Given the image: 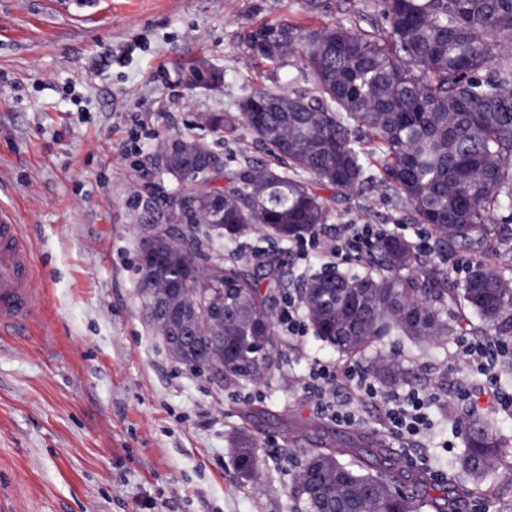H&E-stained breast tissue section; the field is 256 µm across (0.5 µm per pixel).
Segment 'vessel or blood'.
<instances>
[{
  "label": "vessel or blood",
  "instance_id": "b4317fda",
  "mask_svg": "<svg viewBox=\"0 0 512 512\" xmlns=\"http://www.w3.org/2000/svg\"><path fill=\"white\" fill-rule=\"evenodd\" d=\"M34 251L15 216L0 209V331L20 329L40 318Z\"/></svg>",
  "mask_w": 512,
  "mask_h": 512
}]
</instances>
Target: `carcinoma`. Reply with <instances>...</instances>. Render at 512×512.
<instances>
[{
    "mask_svg": "<svg viewBox=\"0 0 512 512\" xmlns=\"http://www.w3.org/2000/svg\"><path fill=\"white\" fill-rule=\"evenodd\" d=\"M380 19L361 28L338 21L308 27L265 22L247 33L253 57L285 64L300 54L312 88H254L239 113L211 117L216 131L245 123L286 167H251L219 189L193 196L199 232L234 242L251 229L289 242L325 224L329 209L303 175L344 193L365 182L391 190L412 220L439 239L471 247L493 223H512V0H379ZM364 133L360 140L356 133ZM161 156L170 174L203 171L210 154L198 143L171 139ZM163 263L141 269L143 296L161 308L160 333L204 299L214 316L208 335L168 347L186 365L214 359L224 385L269 374L278 357L274 289H261L272 265L250 271L235 264L200 266L192 254L159 236ZM475 250L462 283L421 259L398 237L383 239L361 274L324 268L303 279L302 294L316 337L353 356L398 333L433 341L448 335L454 308L469 313L471 335L512 339V283ZM374 377L396 383L403 370L376 356ZM384 441L369 449L320 444L301 462L293 493L307 512H419L421 501L399 477L380 470ZM512 454L496 424L470 419L459 467L468 476L441 496L434 512H454L459 497H481L486 480ZM258 443L236 442L241 477L257 474Z\"/></svg>",
    "mask_w": 512,
    "mask_h": 512,
    "instance_id": "obj_1",
    "label": "carcinoma"
}]
</instances>
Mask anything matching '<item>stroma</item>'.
<instances>
[{
	"mask_svg": "<svg viewBox=\"0 0 512 512\" xmlns=\"http://www.w3.org/2000/svg\"><path fill=\"white\" fill-rule=\"evenodd\" d=\"M299 14L298 0H102L94 17L56 0H0V201L34 250L43 305L33 329L0 333V512H306L292 493L297 468L343 433L294 381L312 359L339 354L311 334L281 343L264 378L216 387L143 319L138 272V226L165 223L179 189L160 162L164 141L205 143L228 176L276 165L246 125L229 136L208 119L236 111L246 86L306 87L301 58L276 68L245 49L252 25ZM197 66L219 82L191 83ZM318 193L333 225L411 221L390 191ZM247 241L248 264L272 261L278 294L299 288L302 263L286 243ZM457 338H385L382 352L405 370L398 390L454 395L467 368ZM251 405L267 416L250 427ZM357 410L360 430L385 435L377 403ZM433 421L414 448L385 435L407 490L419 473L459 470L463 437ZM247 431L260 456L250 480L235 465ZM458 503L457 512H512V464L487 495Z\"/></svg>",
	"mask_w": 512,
	"mask_h": 512,
	"instance_id": "stroma-1",
	"label": "stroma"
}]
</instances>
